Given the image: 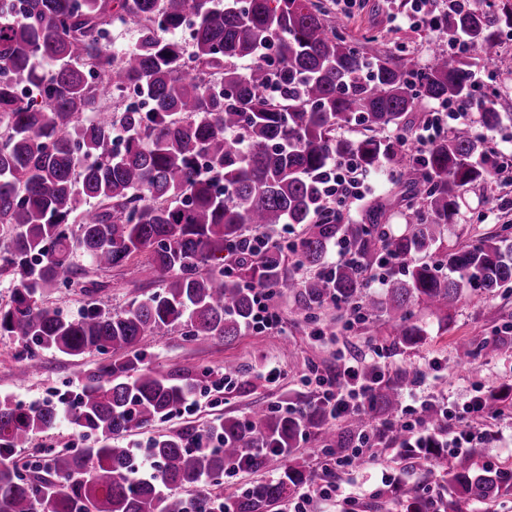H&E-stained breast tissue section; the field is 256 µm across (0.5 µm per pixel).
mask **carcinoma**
Wrapping results in <instances>:
<instances>
[{"label": "carcinoma", "instance_id": "cac0c4a2", "mask_svg": "<svg viewBox=\"0 0 512 512\" xmlns=\"http://www.w3.org/2000/svg\"><path fill=\"white\" fill-rule=\"evenodd\" d=\"M116 21L139 31L120 54L105 41ZM502 21L512 26V0L500 15L456 16L448 43L462 38L474 53L437 48L420 69L345 36L320 0H0V69L14 77L0 80V228L9 234L0 269L17 275L0 335L72 357L115 356L88 376L67 416L94 446L52 453L43 476L21 475L17 449L57 427L61 398L24 407L0 396V512H270L313 478L292 448L322 428L318 405L261 407L249 421L228 415L216 428L220 448L192 447L198 432L156 436L147 471L124 436L172 415L193 382L142 367L144 337L178 329L231 341L252 319L254 289L278 288L296 297L297 315L331 298L350 326L379 313L393 346L412 348L425 336L414 309L446 324L464 293L511 291L509 226L443 245L465 195L490 174L487 137L512 123V94L477 96L467 80ZM240 60L251 64L240 69ZM131 91L150 108L107 105ZM421 100L472 101L478 118L420 147L411 133L429 120ZM389 126L399 130L392 138L381 135ZM346 127L361 136L338 135ZM119 131L127 137L117 152ZM348 158L366 170L397 167L398 192L367 201L361 220L346 224L320 174ZM396 207L408 218L402 233L389 227ZM277 224L303 229L284 245L270 233ZM248 236L250 253L225 271V255ZM336 240L347 257L328 270ZM76 249L96 269L144 253L163 274L160 289L116 313L92 299L66 319L42 296L76 278ZM372 272L386 286L378 299ZM414 381L405 370L384 378L368 410L324 441L349 448L373 422L395 418ZM273 465L276 478L222 496L227 469ZM444 482L439 508L462 512L511 493L512 470L477 471L462 455Z\"/></svg>", "mask_w": 512, "mask_h": 512}]
</instances>
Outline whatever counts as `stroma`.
I'll use <instances>...</instances> for the list:
<instances>
[{
    "label": "stroma",
    "mask_w": 512,
    "mask_h": 512,
    "mask_svg": "<svg viewBox=\"0 0 512 512\" xmlns=\"http://www.w3.org/2000/svg\"><path fill=\"white\" fill-rule=\"evenodd\" d=\"M349 14L340 20L347 34L358 39L377 38L382 49L424 67L431 61L430 45L443 41L441 32L411 27V0H352ZM512 28H501L494 46L488 50L485 83L506 92L512 90ZM512 199V185L498 176L488 179L486 189L470 192L454 224L445 233V243L455 246L476 241L512 224V207L501 206L502 198ZM159 272L144 258L132 260L130 269L96 271L84 269L78 283L57 284L46 293L49 305L67 316H78L84 309L85 289L95 291L101 309L119 310L133 300L156 291ZM272 304L282 319L284 333L242 329L231 342L220 338L195 341L181 333L150 336L143 343L146 363L184 377L209 371L211 385L198 405L187 413H173L169 418L135 430L126 436L133 446L145 447L152 437L193 427L203 430L224 416L248 417L252 408L278 409L297 403L299 397L316 396L311 379L317 374L335 372L349 357L370 354L373 345L383 348L385 373L398 370L414 372L420 379L416 393L444 398L451 409H460L473 388H497L512 385V294L490 299L462 298L448 324H440L427 311L416 310L415 318L426 330L420 346L399 350L390 346L387 326L381 317L351 329L344 326V312L333 302L312 311L310 318L295 317L293 295H274ZM502 338L498 351L481 350L482 341ZM473 342L472 364H457L458 347ZM96 353L66 356L47 349L29 347L17 336H0V395L16 401L38 403L54 394H64L84 385L87 375L107 363ZM237 366L238 373L225 379V364ZM478 437L471 444L476 467L495 465L512 467V411L480 425ZM92 437L60 423L56 429L37 434L31 445L21 449L23 459H41L49 451L65 447L81 449L92 445ZM448 466L446 457L429 460L406 455L403 449L390 447L365 458L352 476L349 498L314 499L311 512H368L378 505L381 512H401L398 494H378L377 473L388 469L402 474L404 489L420 492L426 486L442 489V476Z\"/></svg>",
    "instance_id": "obj_1"
}]
</instances>
